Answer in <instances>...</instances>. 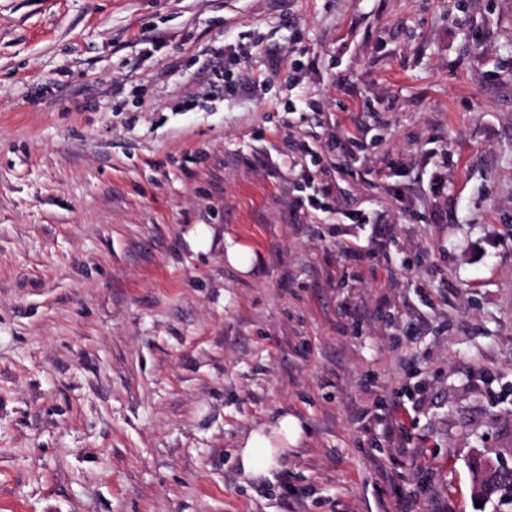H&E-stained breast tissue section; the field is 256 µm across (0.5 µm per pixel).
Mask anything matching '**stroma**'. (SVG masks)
Segmentation results:
<instances>
[{"label":"stroma","mask_w":512,"mask_h":512,"mask_svg":"<svg viewBox=\"0 0 512 512\" xmlns=\"http://www.w3.org/2000/svg\"><path fill=\"white\" fill-rule=\"evenodd\" d=\"M507 448L512 0H0V512H507ZM224 259L227 264L243 272L249 271L252 265L250 250L243 245L233 243L232 240L227 241ZM301 433L297 419L280 414L251 429L241 440L237 452L242 476L252 481L274 480L280 457L299 438ZM498 469L499 467L497 463L490 460V472L495 473ZM470 472L474 492L478 482H483L485 486V493L481 496L476 495L477 497L486 501L496 497L498 503L501 505L512 504V481L509 478L502 477L496 473L493 475L486 473L482 463L477 458L472 459L470 463Z\"/></svg>","instance_id":"obj_1"}]
</instances>
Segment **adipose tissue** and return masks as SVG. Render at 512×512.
<instances>
[{"label":"adipose tissue","instance_id":"adipose-tissue-1","mask_svg":"<svg viewBox=\"0 0 512 512\" xmlns=\"http://www.w3.org/2000/svg\"><path fill=\"white\" fill-rule=\"evenodd\" d=\"M301 433L294 416L281 414L251 429L241 440L238 465L244 478L257 481L273 479L281 456Z\"/></svg>","mask_w":512,"mask_h":512}]
</instances>
